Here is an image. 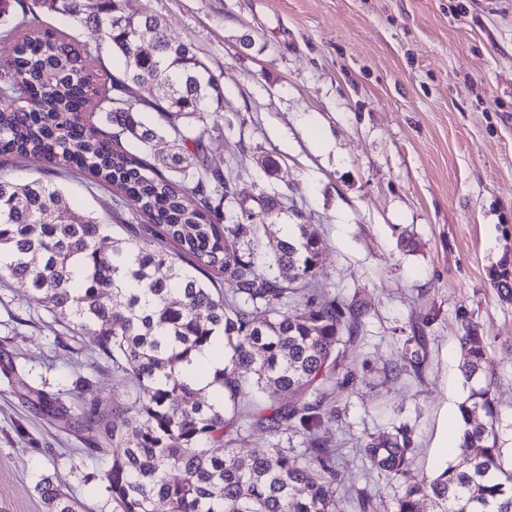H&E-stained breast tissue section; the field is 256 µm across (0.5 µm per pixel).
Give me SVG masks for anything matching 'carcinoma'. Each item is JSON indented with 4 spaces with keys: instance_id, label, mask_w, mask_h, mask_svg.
<instances>
[{
    "instance_id": "carcinoma-1",
    "label": "carcinoma",
    "mask_w": 512,
    "mask_h": 512,
    "mask_svg": "<svg viewBox=\"0 0 512 512\" xmlns=\"http://www.w3.org/2000/svg\"><path fill=\"white\" fill-rule=\"evenodd\" d=\"M42 11L93 24L123 57V73L108 70L101 44L43 26ZM0 22L14 42L13 55L0 58V165L20 156L62 167L112 190L132 216L122 219L126 236L103 251L104 225L51 180L0 174V273L71 336L94 328L96 358L130 385L131 406L110 413L76 395L65 402L35 393L41 409L95 434L96 451L110 459L114 512H155L158 503L167 512H374L363 492H339L329 435L354 380L340 358L356 346L366 310L325 288L320 242L307 225H296L291 240L271 235L288 215L283 195L250 196L255 235L241 242L240 224L226 215L238 175L208 162L206 142L219 124L198 118L223 101L219 79L157 16L128 14L122 0L82 9L76 0H0ZM146 82L161 94L137 109ZM145 112L159 119L146 123ZM160 138L170 140L169 153L140 156ZM124 139L138 151L120 146ZM261 307L273 317L257 320ZM456 340L468 389L458 405L462 461L414 480L407 427L359 444L371 469L402 486L391 512H512V465L500 455L495 375L480 326L462 319ZM205 347L224 369L198 387L193 355ZM424 357L420 337L405 340L403 368L421 375ZM479 409L487 422L474 420ZM284 429L302 437V453L246 446L254 432ZM36 491L47 512H80L58 480L46 476Z\"/></svg>"
}]
</instances>
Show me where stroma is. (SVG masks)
<instances>
[{
	"label": "stroma",
	"instance_id": "obj_1",
	"mask_svg": "<svg viewBox=\"0 0 512 512\" xmlns=\"http://www.w3.org/2000/svg\"><path fill=\"white\" fill-rule=\"evenodd\" d=\"M164 19L224 88L212 166L236 165L234 210L252 193L288 199V223L320 240L327 288L361 300L363 338L346 354L355 374L334 430L346 489L379 508L400 488L367 470L359 438L408 426L413 475L458 454L438 447L446 413L467 390L456 332L480 324L497 375L499 445L512 458V0H125ZM279 162L265 175L261 156ZM71 201L124 231L112 194L63 175ZM62 325L27 289L0 275V366L30 388L68 393L95 375V335L77 353L56 346ZM423 337L421 376L400 371L404 341ZM107 463L84 431H62L0 385V512H46L35 485L60 480L85 512H113Z\"/></svg>",
	"mask_w": 512,
	"mask_h": 512
}]
</instances>
